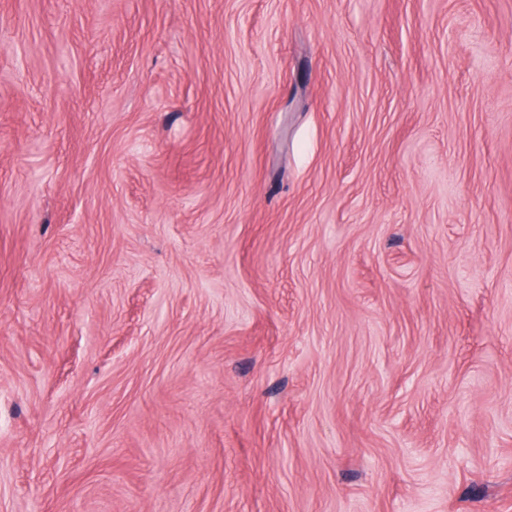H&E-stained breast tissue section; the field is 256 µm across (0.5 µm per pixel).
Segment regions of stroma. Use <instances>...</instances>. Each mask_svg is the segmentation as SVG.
I'll use <instances>...</instances> for the list:
<instances>
[{
	"label": "stroma",
	"instance_id": "stroma-1",
	"mask_svg": "<svg viewBox=\"0 0 512 512\" xmlns=\"http://www.w3.org/2000/svg\"><path fill=\"white\" fill-rule=\"evenodd\" d=\"M0 512H512V0H0Z\"/></svg>",
	"mask_w": 512,
	"mask_h": 512
}]
</instances>
